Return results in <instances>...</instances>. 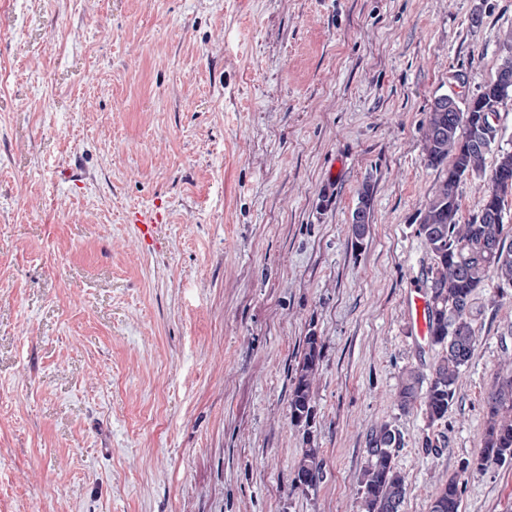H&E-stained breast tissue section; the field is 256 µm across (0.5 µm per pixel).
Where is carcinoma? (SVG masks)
<instances>
[{
	"mask_svg": "<svg viewBox=\"0 0 512 512\" xmlns=\"http://www.w3.org/2000/svg\"><path fill=\"white\" fill-rule=\"evenodd\" d=\"M496 74L512 78V33L499 48ZM512 99V84L497 78L480 86L464 104L448 97V106L435 101L422 129L427 164L444 171L421 216L418 233L432 255L429 282L431 343L440 347L429 381L410 370L403 379L397 401L402 409L419 404L429 424L445 418L455 398L458 381L467 368L477 342L473 327V300L490 279L499 287L512 286V224L504 223L505 200L512 196V151L498 150L491 173L486 157L491 148L483 143L487 117ZM489 178L481 209L467 224L457 221L459 185L465 180ZM322 347L312 332L304 340V352L290 394V419L306 428L314 417L312 384L319 371ZM486 420L479 453L462 461L460 472H478L492 462L512 460V373L498 377L485 400ZM400 432L385 423L366 439L368 466L362 479L366 512H401L407 488L397 470L394 455L401 447ZM324 479L320 449L306 440L295 468L294 487L314 489ZM460 478L453 477L436 495L431 512H460Z\"/></svg>",
	"mask_w": 512,
	"mask_h": 512,
	"instance_id": "obj_1",
	"label": "carcinoma"
}]
</instances>
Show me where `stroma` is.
Returning a JSON list of instances; mask_svg holds the SVG:
<instances>
[{
	"mask_svg": "<svg viewBox=\"0 0 512 512\" xmlns=\"http://www.w3.org/2000/svg\"><path fill=\"white\" fill-rule=\"evenodd\" d=\"M510 32L512 0H0V512H362L383 423L401 512H431L512 370V288L476 295L446 417L401 410L440 356L409 312L443 177L422 128ZM460 476L462 512H512V462ZM322 347L319 336L311 332L305 336L304 352L294 377L290 394V419L294 426L309 427L314 417L315 405L312 384L319 371ZM305 445L295 468L293 484L296 488L315 489L324 479L323 460L320 448H315L309 438Z\"/></svg>",
	"mask_w": 512,
	"mask_h": 512,
	"instance_id": "1",
	"label": "stroma"
}]
</instances>
